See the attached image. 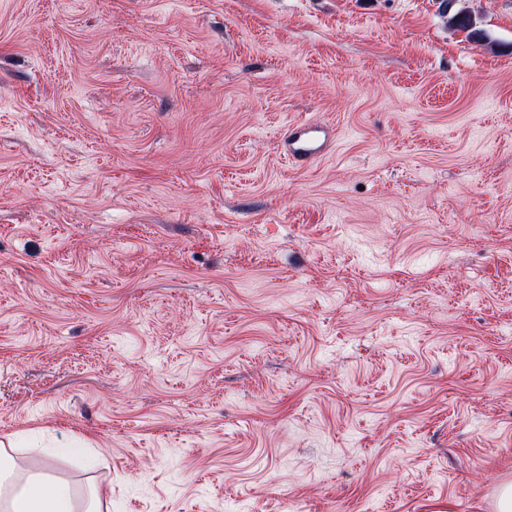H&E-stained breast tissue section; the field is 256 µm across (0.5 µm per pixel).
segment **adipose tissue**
Here are the masks:
<instances>
[{
  "instance_id": "obj_1",
  "label": "adipose tissue",
  "mask_w": 512,
  "mask_h": 512,
  "mask_svg": "<svg viewBox=\"0 0 512 512\" xmlns=\"http://www.w3.org/2000/svg\"><path fill=\"white\" fill-rule=\"evenodd\" d=\"M0 512H80L69 489L50 468L17 474L12 457L0 454Z\"/></svg>"
}]
</instances>
